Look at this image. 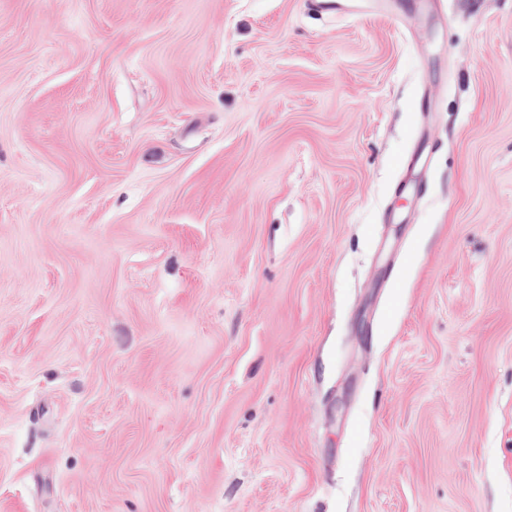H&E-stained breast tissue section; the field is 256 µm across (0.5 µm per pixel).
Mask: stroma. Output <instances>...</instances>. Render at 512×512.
I'll list each match as a JSON object with an SVG mask.
<instances>
[{"label":"stroma","mask_w":512,"mask_h":512,"mask_svg":"<svg viewBox=\"0 0 512 512\" xmlns=\"http://www.w3.org/2000/svg\"><path fill=\"white\" fill-rule=\"evenodd\" d=\"M0 0V512H512V0Z\"/></svg>","instance_id":"stroma-1"}]
</instances>
